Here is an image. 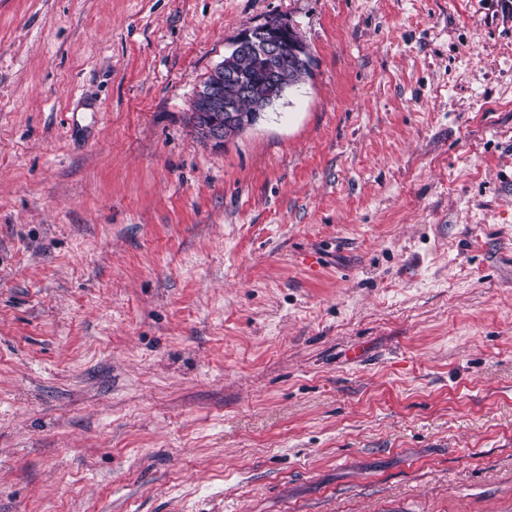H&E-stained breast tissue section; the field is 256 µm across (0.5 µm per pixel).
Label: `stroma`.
Instances as JSON below:
<instances>
[{
    "mask_svg": "<svg viewBox=\"0 0 512 512\" xmlns=\"http://www.w3.org/2000/svg\"><path fill=\"white\" fill-rule=\"evenodd\" d=\"M0 512H512V0H0ZM292 29L287 24L279 22H266L264 24L247 27L241 30L234 38L231 44L229 54L237 57L242 54L258 55L266 60L268 67V92L263 98L248 101L238 96V90L235 84L225 83L224 80L237 79L239 94L242 97L251 99L252 86L241 77H237L232 67L224 71L222 65H218L211 72L212 78L203 83L195 95L198 102V109L195 112V104L191 103V114L189 123L195 128L199 135L200 112L205 114V122L201 126L204 139L215 148H222L233 137L240 134L245 129L252 126L260 112H263L268 102L274 96H280L284 89L283 83L289 87L298 84L302 78L310 73L311 57L308 64V49L306 45L295 42L290 39ZM290 45V52L286 54L285 46ZM228 54V55H229ZM257 56H243L234 60L232 66L244 72L249 79H252L253 90L256 94L265 92L260 74L263 69V60ZM287 68L283 74V83L279 79L280 70ZM303 68L299 69V68ZM305 68V69H304ZM224 88V96H223ZM238 100L241 110L236 102Z\"/></svg>",
    "mask_w": 512,
    "mask_h": 512,
    "instance_id": "35a3bbf8",
    "label": "stroma"
}]
</instances>
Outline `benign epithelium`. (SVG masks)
I'll use <instances>...</instances> for the list:
<instances>
[{
	"instance_id": "1",
	"label": "benign epithelium",
	"mask_w": 512,
	"mask_h": 512,
	"mask_svg": "<svg viewBox=\"0 0 512 512\" xmlns=\"http://www.w3.org/2000/svg\"><path fill=\"white\" fill-rule=\"evenodd\" d=\"M290 33L288 25L270 21L247 27L234 38L230 49L233 56L252 54L266 60L268 92L264 97L254 99L250 83L236 77L233 69L221 65L215 67L211 79L195 95L198 111L205 114L201 131L207 143L222 148L233 137L252 126L268 102L283 93V83L279 79L283 67H307L308 49L306 45L291 40ZM234 78L238 81L240 96L251 99V105L245 111L236 102L224 99V82Z\"/></svg>"
}]
</instances>
